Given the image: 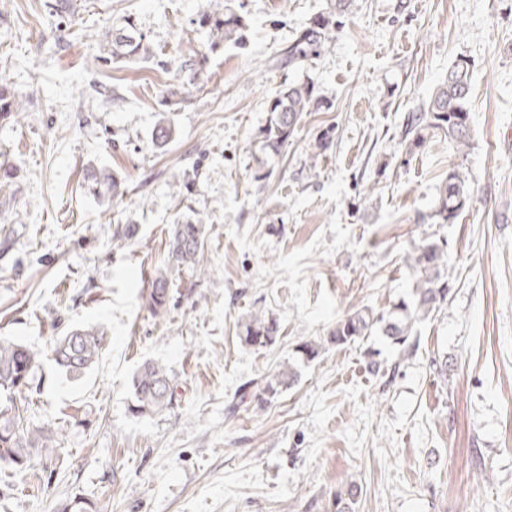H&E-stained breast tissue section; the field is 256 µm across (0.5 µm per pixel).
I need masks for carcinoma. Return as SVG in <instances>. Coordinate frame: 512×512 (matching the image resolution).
<instances>
[{"mask_svg": "<svg viewBox=\"0 0 512 512\" xmlns=\"http://www.w3.org/2000/svg\"><path fill=\"white\" fill-rule=\"evenodd\" d=\"M349 7V0H336L335 13L317 17L302 29L288 44L280 64L301 67L319 57L334 38L337 23ZM208 32V50L214 51L226 42L235 44L245 40L246 24L231 5L203 11L197 20ZM149 54L146 33L131 21L107 35V52L100 60L110 63L134 61ZM472 65L465 57L455 60L445 79L432 91L426 105L409 114L405 134L410 136L413 148L422 147L428 135L440 133L456 149L469 147V93ZM320 102L314 95V83L309 80L290 83L268 101V116L257 128L255 141L261 155L254 156L257 168L253 179L266 178L268 167L279 157L293 137L305 115L318 109ZM21 111L20 96L12 84L0 82V118ZM174 127L168 113H162L153 131L158 146L167 145L173 138ZM90 195L102 201H115L123 195L124 182L106 168L90 170L87 176ZM470 202V190L464 176L456 171L448 175L438 188L432 218L437 224H452ZM207 224L192 212L184 221L173 226L163 258L148 273L147 288L143 291V306L156 318L170 309L174 299V281L200 278L208 273L206 255ZM447 244L428 238L420 240L407 256V267L416 276V288L410 299H401L386 311L363 308L338 320L327 338L338 346L360 338L382 336L392 345L407 348L415 324L438 312L448 299L450 282L444 274ZM240 341L254 350L273 346L281 333L278 319L271 313L250 314L240 325ZM105 342V331L98 325L73 327L57 337L51 348V360L57 369L74 381L83 379L99 359ZM41 366L38 353L8 336H0V467L12 472L29 468L32 457L39 456L44 463L54 466L60 461L57 433L45 426L24 424V407L17 400L27 398L32 391L35 371ZM293 366L262 382L250 380L240 386L239 403L257 401L263 406L297 381ZM131 403L128 410L136 417L158 414L172 405L175 387L167 368L155 361L143 362L133 373L130 383ZM361 486L351 481L336 490V512H355ZM61 512H97L88 499L74 497Z\"/></svg>", "mask_w": 512, "mask_h": 512, "instance_id": "carcinoma-1", "label": "carcinoma"}]
</instances>
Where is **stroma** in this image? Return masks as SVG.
Masks as SVG:
<instances>
[{
    "mask_svg": "<svg viewBox=\"0 0 512 512\" xmlns=\"http://www.w3.org/2000/svg\"><path fill=\"white\" fill-rule=\"evenodd\" d=\"M48 2L0 0V77L22 95L0 119V169L15 172L0 190V336L43 356L27 422L55 429L63 463L0 473V512H56L76 496L99 512H331L350 481L356 512H512V0H353L301 68L275 61L331 0H233L246 39L214 51L196 22L210 0H69L59 15ZM127 18L152 58L102 65ZM462 56L469 148L435 134L409 150V113ZM307 78L322 107L254 181L271 95ZM182 87L167 107L165 90ZM164 111L175 136L160 149ZM100 166L124 180L123 200L84 195ZM191 167L190 186L172 179ZM453 168L471 200L455 223H431ZM191 210L207 221L211 268L151 317L145 274ZM118 224L135 226L131 242L113 240ZM426 237L447 241L452 289L417 325L413 354L379 336L328 344L343 316L412 295L406 258ZM257 310L282 327L261 351L238 338ZM86 323L106 342L74 382L50 347ZM306 340L323 348L291 388L233 408L241 384L278 373ZM370 347L393 379L369 370ZM147 359L176 394L137 418L129 383Z\"/></svg>",
    "mask_w": 512,
    "mask_h": 512,
    "instance_id": "1",
    "label": "stroma"
}]
</instances>
